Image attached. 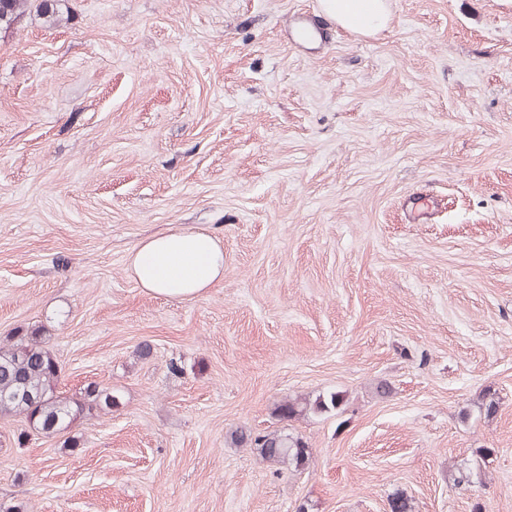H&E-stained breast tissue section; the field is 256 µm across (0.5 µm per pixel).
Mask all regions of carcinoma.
Listing matches in <instances>:
<instances>
[{"label": "carcinoma", "instance_id": "1", "mask_svg": "<svg viewBox=\"0 0 512 512\" xmlns=\"http://www.w3.org/2000/svg\"><path fill=\"white\" fill-rule=\"evenodd\" d=\"M30 7L53 25L58 20L59 0H0V29L14 25ZM61 369L39 328L21 330L0 343V419L21 417L29 429L46 438L62 439V447L79 443L75 433L83 421L112 411L120 397L110 387L89 383L71 396L59 391ZM343 403L339 391L316 396L300 395L275 407L281 420L301 416H322L336 411ZM235 447H252L259 455L292 472L306 469L310 451L305 442L281 431L254 435L237 428L227 435Z\"/></svg>", "mask_w": 512, "mask_h": 512}]
</instances>
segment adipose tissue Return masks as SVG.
<instances>
[{"mask_svg":"<svg viewBox=\"0 0 512 512\" xmlns=\"http://www.w3.org/2000/svg\"><path fill=\"white\" fill-rule=\"evenodd\" d=\"M322 13L343 28L373 35L387 29V0H320ZM138 285L157 295L194 299L224 276V250L202 232L171 231L140 242L128 257Z\"/></svg>","mask_w":512,"mask_h":512,"instance_id":"ef3b65f1","label":"adipose tissue"}]
</instances>
